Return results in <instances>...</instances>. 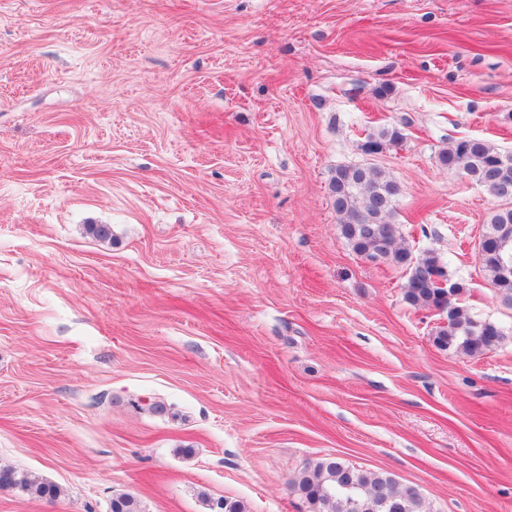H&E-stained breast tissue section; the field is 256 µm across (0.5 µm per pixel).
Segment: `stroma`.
I'll use <instances>...</instances> for the list:
<instances>
[{"mask_svg": "<svg viewBox=\"0 0 512 512\" xmlns=\"http://www.w3.org/2000/svg\"><path fill=\"white\" fill-rule=\"evenodd\" d=\"M467 136L512 152V0H0V468L61 490L0 512H307L325 457L512 512L495 202L438 162ZM369 162L499 344L437 348L342 237L330 180ZM403 140L402 132L394 126L381 128L376 135H371L365 144L367 154H375L387 143H399Z\"/></svg>", "mask_w": 512, "mask_h": 512, "instance_id": "stroma-1", "label": "stroma"}]
</instances>
